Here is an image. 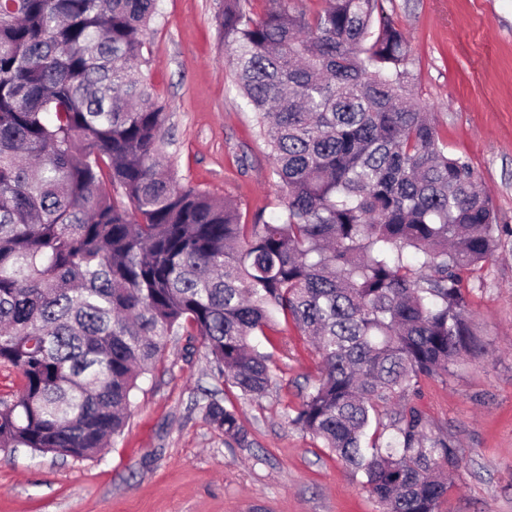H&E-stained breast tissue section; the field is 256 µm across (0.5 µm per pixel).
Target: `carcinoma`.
Listing matches in <instances>:
<instances>
[{"label":"carcinoma","instance_id":"carcinoma-1","mask_svg":"<svg viewBox=\"0 0 512 512\" xmlns=\"http://www.w3.org/2000/svg\"><path fill=\"white\" fill-rule=\"evenodd\" d=\"M157 0H0V451L87 459L119 435L141 374L192 329L243 394L250 343L291 322L321 356L292 422L361 473L381 512H438L443 469L414 399L477 349L467 275L512 236L467 157L410 96L380 0L311 16L270 0L218 15L282 209L243 224L165 161L169 115L142 69ZM206 416L251 445L233 407ZM22 376L7 365H0V399L13 400L22 389Z\"/></svg>","mask_w":512,"mask_h":512}]
</instances>
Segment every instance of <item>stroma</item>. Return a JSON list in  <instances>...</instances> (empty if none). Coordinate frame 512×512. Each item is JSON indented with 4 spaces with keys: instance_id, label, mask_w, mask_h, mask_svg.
Masks as SVG:
<instances>
[{
    "instance_id": "35a3bbf8",
    "label": "stroma",
    "mask_w": 512,
    "mask_h": 512,
    "mask_svg": "<svg viewBox=\"0 0 512 512\" xmlns=\"http://www.w3.org/2000/svg\"><path fill=\"white\" fill-rule=\"evenodd\" d=\"M224 0H157L143 55L170 114L166 153L181 182L237 204L244 222L280 211L254 112L224 62ZM410 43L409 88L451 152L466 155L512 226V0H383ZM477 352L423 379L427 432L458 464L440 512H512V238L467 279ZM261 398L219 379L181 335L133 392L123 434L90 459L0 451V512H380L354 475L292 422L320 358L293 325L274 343ZM235 406L250 447L205 417Z\"/></svg>"
}]
</instances>
